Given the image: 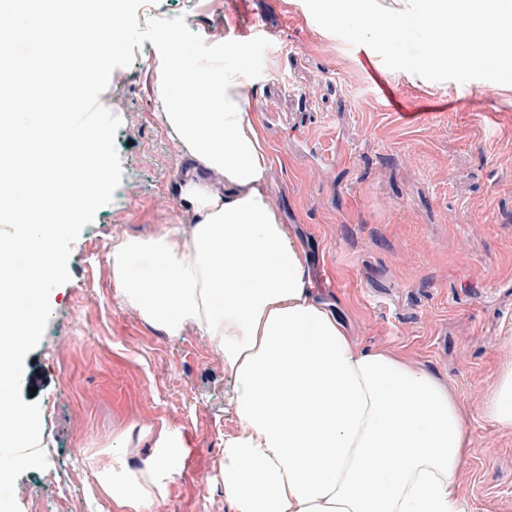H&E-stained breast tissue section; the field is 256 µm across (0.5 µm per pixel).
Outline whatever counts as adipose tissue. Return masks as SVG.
Returning a JSON list of instances; mask_svg holds the SVG:
<instances>
[{"instance_id": "obj_1", "label": "adipose tissue", "mask_w": 512, "mask_h": 512, "mask_svg": "<svg viewBox=\"0 0 512 512\" xmlns=\"http://www.w3.org/2000/svg\"><path fill=\"white\" fill-rule=\"evenodd\" d=\"M159 42L156 90L195 222L115 243L112 278L145 321L171 336L194 326L223 356L241 425L224 445L230 512H471L455 479L469 435L457 399L403 353L357 347L312 288L265 189L271 157L242 104L248 67H225L218 43L185 53L173 27ZM483 413L512 429V361ZM182 448L179 431H163L135 463L113 441L98 487L117 512H151Z\"/></svg>"}]
</instances>
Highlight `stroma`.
Here are the masks:
<instances>
[{
    "instance_id": "obj_1",
    "label": "stroma",
    "mask_w": 512,
    "mask_h": 512,
    "mask_svg": "<svg viewBox=\"0 0 512 512\" xmlns=\"http://www.w3.org/2000/svg\"><path fill=\"white\" fill-rule=\"evenodd\" d=\"M150 16L224 42L226 65L247 60L266 190L315 288L359 347L403 352L448 385L469 429L462 496L472 512H512V430L482 412L512 359V85L407 78L320 27L304 0H155L137 14ZM155 52L144 41L99 96L121 121L122 179L73 243L70 279L26 356L21 396L40 407L48 465L19 476L20 512H113L92 463L122 436L144 457L146 428L183 441L155 512H228L224 443L239 423L223 357L194 327L170 336L147 323L112 281L116 240L194 222L178 201L183 152L162 117Z\"/></svg>"
}]
</instances>
